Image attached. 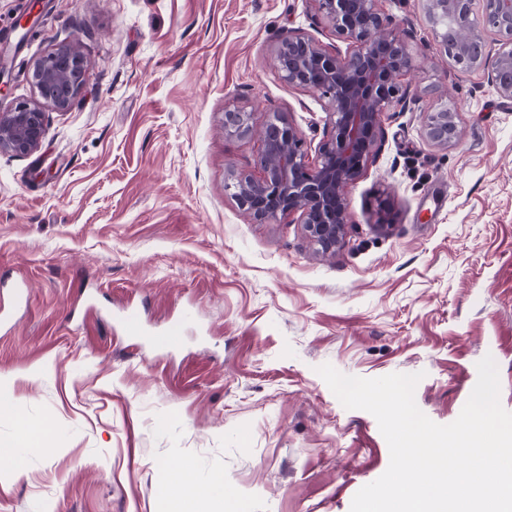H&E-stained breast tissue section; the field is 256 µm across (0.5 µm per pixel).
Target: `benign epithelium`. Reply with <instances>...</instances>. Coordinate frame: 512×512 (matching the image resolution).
<instances>
[{
    "label": "benign epithelium",
    "instance_id": "obj_1",
    "mask_svg": "<svg viewBox=\"0 0 512 512\" xmlns=\"http://www.w3.org/2000/svg\"><path fill=\"white\" fill-rule=\"evenodd\" d=\"M336 34L354 44L343 55L328 52L305 35L288 33L276 49V67L288 84L319 94L328 111L326 139L318 161H306L302 141L289 114L275 112L260 131L251 113L224 112V134H258L262 150L260 176L240 172L232 188L243 209L258 223L301 214L307 237L324 255L333 254L348 224L345 190L359 179L382 131L384 114L405 111L408 91L400 77L415 69L414 56L402 37L388 30L378 0H312ZM435 41L462 71L487 73L489 84L512 101V0H485L482 15L474 0H426ZM491 30L501 47L486 52ZM29 81L38 99L0 107V153L25 156L36 151L46 129V102L63 111L84 90L87 65L73 43H63L39 58ZM423 136L446 148L458 138L457 110L446 104L427 113Z\"/></svg>",
    "mask_w": 512,
    "mask_h": 512
}]
</instances>
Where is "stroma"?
<instances>
[{
    "label": "stroma",
    "instance_id": "1",
    "mask_svg": "<svg viewBox=\"0 0 512 512\" xmlns=\"http://www.w3.org/2000/svg\"><path fill=\"white\" fill-rule=\"evenodd\" d=\"M378 8L418 63L411 102L324 258L298 216L239 205L228 184L260 143L224 133L225 110L257 128L286 112L316 159L324 102L274 61L290 32L347 49L311 0H0V103L34 99L28 72L60 44L88 68L36 152L0 154V391L23 413L0 440L23 419L57 446L0 472V512H160L182 463L201 486L223 472L248 512H350L389 448L325 363L420 374L417 406L446 425L489 355L512 412V103L440 52L423 0ZM448 87L459 135L440 148L422 122Z\"/></svg>",
    "mask_w": 512,
    "mask_h": 512
}]
</instances>
